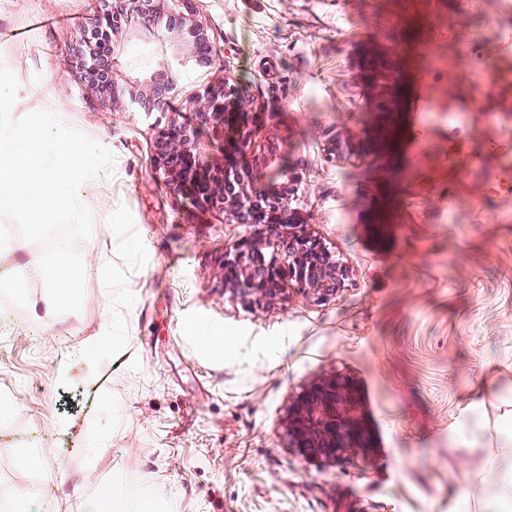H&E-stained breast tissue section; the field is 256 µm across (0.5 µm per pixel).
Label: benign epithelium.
<instances>
[{
  "label": "benign epithelium",
  "instance_id": "obj_1",
  "mask_svg": "<svg viewBox=\"0 0 512 512\" xmlns=\"http://www.w3.org/2000/svg\"><path fill=\"white\" fill-rule=\"evenodd\" d=\"M141 17L161 23L172 35L189 40L182 54L184 64L207 65L214 53L208 30L193 19V0H135ZM93 49L85 59L88 72L116 65L118 42L131 36L127 0H111L101 15ZM131 102L145 112L164 106L175 93L174 85L155 75L128 84ZM239 101L233 79L205 87L192 102L194 123L174 118L160 145L163 174L167 181L200 206L220 201L250 233L224 250V288L232 297L248 302H270L285 287L311 295L320 303L336 297L346 287L349 269L325 244L308 231L298 217L297 184L300 175L282 163L278 136L270 135L256 148L252 132L240 126L227 157L224 172L215 174L207 165L210 147L202 142L201 129L222 123L226 104ZM275 175V184L256 191L261 169ZM357 390L339 373L318 377L297 393L283 421L288 449L305 460L330 466L349 464L365 455L368 435L357 411Z\"/></svg>",
  "mask_w": 512,
  "mask_h": 512
}]
</instances>
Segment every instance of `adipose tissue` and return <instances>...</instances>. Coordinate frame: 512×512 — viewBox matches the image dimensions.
I'll return each instance as SVG.
<instances>
[{
  "instance_id": "ef3b65f1",
  "label": "adipose tissue",
  "mask_w": 512,
  "mask_h": 512,
  "mask_svg": "<svg viewBox=\"0 0 512 512\" xmlns=\"http://www.w3.org/2000/svg\"><path fill=\"white\" fill-rule=\"evenodd\" d=\"M502 447L490 471L480 476L467 500L475 512H502L512 505V427H498Z\"/></svg>"
}]
</instances>
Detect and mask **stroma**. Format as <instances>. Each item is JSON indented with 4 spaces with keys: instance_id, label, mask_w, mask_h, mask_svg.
<instances>
[{
    "instance_id": "35a3bbf8",
    "label": "stroma",
    "mask_w": 512,
    "mask_h": 512,
    "mask_svg": "<svg viewBox=\"0 0 512 512\" xmlns=\"http://www.w3.org/2000/svg\"><path fill=\"white\" fill-rule=\"evenodd\" d=\"M194 18L212 64L171 68L173 97L143 112L125 96L104 102L85 77L94 0H0L13 118L51 111L115 157L86 201L77 317L44 320V283L24 270L40 244L0 256L16 282L0 288V486L26 496L28 512L61 491L69 512L88 497L127 512L157 481L182 512H462L498 445L470 450L463 423L512 402V82L495 77L512 57V0H194ZM133 28L121 84L180 51L162 25ZM468 50L487 66L470 70ZM227 77L245 111L263 115L256 143L280 133L302 177L300 219L350 271L330 301L292 288L269 304L229 297L224 249L245 227L176 196L159 168L174 115L192 122L191 98ZM423 99L431 112H416ZM337 141L350 160H328ZM115 224L137 250L113 240ZM107 297L128 361L69 363ZM201 316L224 332L223 352L202 349ZM90 364L103 377L96 397ZM336 371L358 387L371 446L331 467L286 448L282 422L305 382ZM99 431L108 444L94 456Z\"/></svg>"
}]
</instances>
